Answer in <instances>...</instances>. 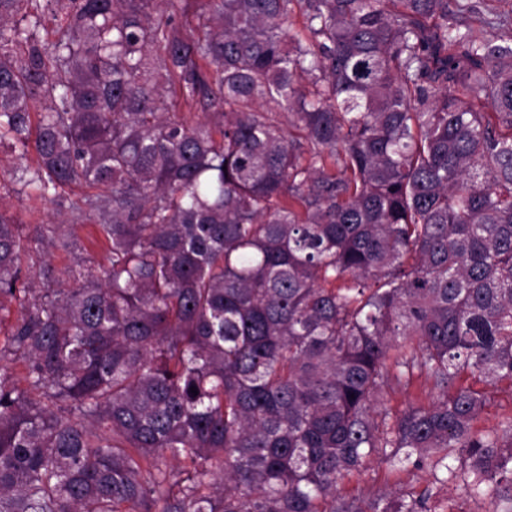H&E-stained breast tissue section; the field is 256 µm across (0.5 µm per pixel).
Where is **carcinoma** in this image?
Here are the masks:
<instances>
[{"label": "carcinoma", "mask_w": 512, "mask_h": 512, "mask_svg": "<svg viewBox=\"0 0 512 512\" xmlns=\"http://www.w3.org/2000/svg\"><path fill=\"white\" fill-rule=\"evenodd\" d=\"M184 2L0 0V145L67 211L39 251L91 222L107 261L47 288L0 210V512H512V415L458 384L512 382L509 14ZM373 458L432 481L341 494ZM436 393L430 391L429 386L416 385L405 393L399 389L388 391L380 400L379 409L389 410L392 414L403 411L409 404H423L427 405L431 402ZM438 498V512H484L480 505L472 502L452 485L445 487Z\"/></svg>", "instance_id": "carcinoma-1"}]
</instances>
